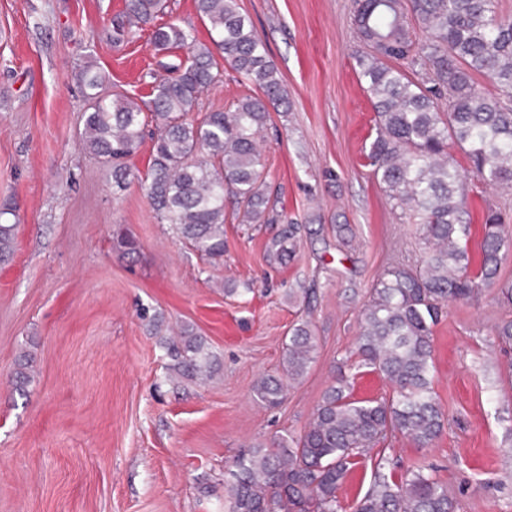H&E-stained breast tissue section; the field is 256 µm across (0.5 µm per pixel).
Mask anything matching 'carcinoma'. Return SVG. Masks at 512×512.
<instances>
[{
  "label": "carcinoma",
  "instance_id": "carcinoma-1",
  "mask_svg": "<svg viewBox=\"0 0 512 512\" xmlns=\"http://www.w3.org/2000/svg\"><path fill=\"white\" fill-rule=\"evenodd\" d=\"M352 20L368 51L355 57L364 92L375 111L376 136L366 158L394 207L421 227L424 251L415 267L389 264L363 310L355 358L338 367L313 419L297 436L254 445L238 456L224 481V512H336L347 477L376 453L374 480L355 512H456L455 501L431 473L400 470L385 455L395 434L421 447L444 426L431 387L433 327L442 305L469 302L495 283L512 226L500 212L483 218L479 258L470 254V195L484 186L512 185V16L498 0H352ZM209 23L210 44L174 24L154 28L158 50H187V60L163 66L153 78L148 108L156 122L148 197L160 220L174 227L207 260L224 256L226 202L247 224H275L259 143L270 112L288 107V89L237 0H196ZM166 9V0H125L113 23L114 40L134 39ZM246 76L258 94L222 111L188 119L199 96L218 82L215 53ZM421 61L431 85L406 75L399 64ZM490 79L486 92L477 77ZM89 106L83 142L112 164V182L128 185L127 160L146 136L140 104L97 89L104 77L86 63L78 74ZM469 163L459 169L450 148ZM300 226L283 225L267 242L268 255L287 265ZM14 225L0 224V262L13 251ZM176 375L204 379L216 355L185 327L169 342ZM311 323L294 324L283 347V376L253 386L256 400L275 404L287 383L302 379L315 359ZM33 357L19 356L16 390L31 381ZM368 368L391 387L387 398L353 396L355 374Z\"/></svg>",
  "mask_w": 512,
  "mask_h": 512
}]
</instances>
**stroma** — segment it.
<instances>
[{
  "label": "stroma",
  "mask_w": 512,
  "mask_h": 512,
  "mask_svg": "<svg viewBox=\"0 0 512 512\" xmlns=\"http://www.w3.org/2000/svg\"><path fill=\"white\" fill-rule=\"evenodd\" d=\"M238 4L288 88L289 109L271 113L260 144L275 213L303 226L285 267L264 253L275 225L227 215L214 265L161 223L146 195L151 141L122 190L85 148L84 62L105 73V93L145 101L164 60L150 31L113 42L124 0H0V208L15 226L0 265V512H224L237 456L304 429L356 346L378 275L419 255L417 225L363 165L375 129L350 0ZM157 22L210 41L195 0H169ZM219 72L194 115L255 94L227 63ZM490 207L512 225V188L472 197L470 251ZM122 236L135 254L118 250ZM299 288L315 289L311 304L289 302ZM302 319L317 337L309 372L279 405L255 402ZM505 320L512 303L495 287L448 304L431 368L444 429L427 448L388 441L402 467L433 469L457 512H512V351L495 333ZM185 324L218 358L206 382L170 377L165 342ZM25 351L34 373L20 394L12 372Z\"/></svg>",
  "instance_id": "stroma-1"
}]
</instances>
